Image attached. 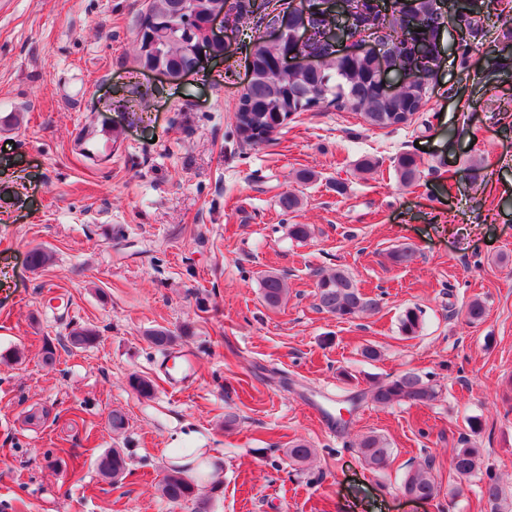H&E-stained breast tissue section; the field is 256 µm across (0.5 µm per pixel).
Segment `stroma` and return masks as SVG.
Instances as JSON below:
<instances>
[{
  "label": "stroma",
  "instance_id": "obj_1",
  "mask_svg": "<svg viewBox=\"0 0 512 512\" xmlns=\"http://www.w3.org/2000/svg\"><path fill=\"white\" fill-rule=\"evenodd\" d=\"M482 2L478 50L443 51L406 123L322 108L255 145L234 114L247 38L268 36L267 21L167 81L135 59L148 0H0V512H194L158 491L177 448L221 467V485L202 491L212 512H480L478 479L449 469L469 435L512 500V0ZM493 49L506 61L491 68ZM102 130L117 142L101 145ZM408 153L420 163L411 184L396 171ZM288 192L300 204L286 212ZM294 224L311 236L293 239ZM38 247L50 260L34 270ZM402 248L412 261L393 263ZM332 269L377 310L350 321L318 310V274ZM268 271L288 284L276 308L261 296ZM474 299L485 316L471 323ZM409 307L424 312L415 338L399 330ZM80 326L98 331L94 345L70 346ZM157 327L195 356L182 390L162 368L173 352L146 338ZM368 345L378 360L362 357ZM409 370L437 384L436 401L365 402L344 427L320 418ZM133 375L152 380V398ZM369 432L392 448L386 473L354 447ZM297 438L316 450L308 464L285 454ZM111 448L128 457L117 484L96 467ZM429 460L440 494L422 506L400 484Z\"/></svg>",
  "mask_w": 512,
  "mask_h": 512
}]
</instances>
